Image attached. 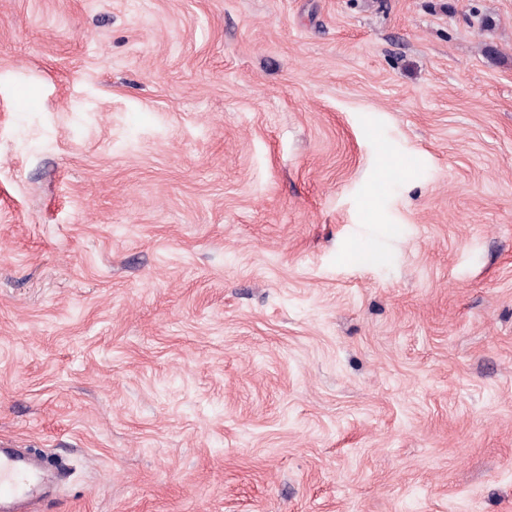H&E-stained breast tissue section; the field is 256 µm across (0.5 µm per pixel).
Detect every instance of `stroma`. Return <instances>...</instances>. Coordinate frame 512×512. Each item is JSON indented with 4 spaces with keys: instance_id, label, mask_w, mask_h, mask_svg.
<instances>
[{
    "instance_id": "stroma-1",
    "label": "stroma",
    "mask_w": 512,
    "mask_h": 512,
    "mask_svg": "<svg viewBox=\"0 0 512 512\" xmlns=\"http://www.w3.org/2000/svg\"><path fill=\"white\" fill-rule=\"evenodd\" d=\"M0 448L37 512H512V0H0Z\"/></svg>"
}]
</instances>
